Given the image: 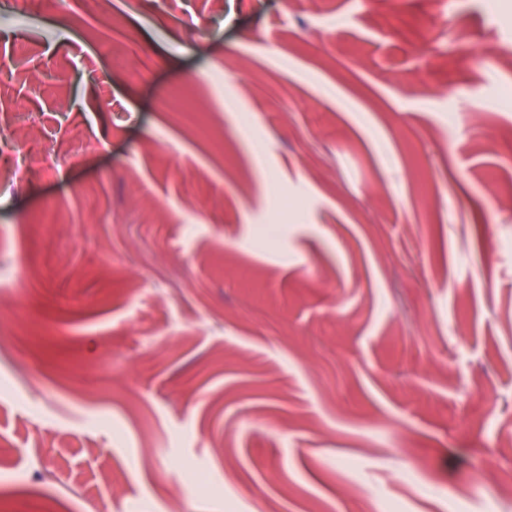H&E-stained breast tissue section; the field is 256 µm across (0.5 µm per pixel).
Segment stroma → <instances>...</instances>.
Segmentation results:
<instances>
[{
  "label": "stroma",
  "mask_w": 512,
  "mask_h": 512,
  "mask_svg": "<svg viewBox=\"0 0 512 512\" xmlns=\"http://www.w3.org/2000/svg\"><path fill=\"white\" fill-rule=\"evenodd\" d=\"M69 9L0 0V512H512V0Z\"/></svg>",
  "instance_id": "1"
}]
</instances>
